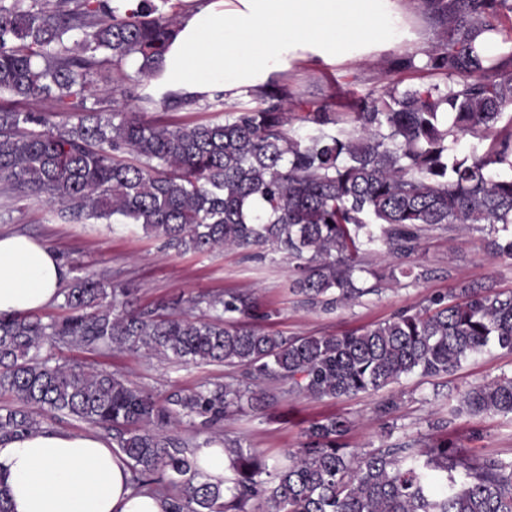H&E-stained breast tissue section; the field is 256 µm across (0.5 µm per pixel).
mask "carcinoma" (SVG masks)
Returning <instances> with one entry per match:
<instances>
[{
  "label": "carcinoma",
  "mask_w": 512,
  "mask_h": 512,
  "mask_svg": "<svg viewBox=\"0 0 512 512\" xmlns=\"http://www.w3.org/2000/svg\"><path fill=\"white\" fill-rule=\"evenodd\" d=\"M188 7L185 0H0V182L34 196L48 221L138 224L180 252L270 248L296 262L292 292L333 311L375 291L363 256L384 247L391 274L431 231H487L512 258V53L486 60L476 40L512 25V0H417L440 33L424 51L438 81L341 104L305 102L288 74L252 95L195 99L146 91ZM112 73V87L99 82ZM112 109H107V99ZM45 102L69 120L56 123ZM302 112L294 125L292 112ZM222 112L221 121L169 123L150 112ZM474 142L466 152L453 144ZM438 296L370 327L329 336L258 330L269 312L252 292L205 300L200 318L161 302L132 308L126 288L85 278L63 289L68 315H0V439L43 430L50 412L107 432L137 492L165 512H512V462L448 446L347 448L353 422L313 423L308 442L269 461L218 433L268 396L238 379L158 403L103 369L51 363L68 343L125 348L181 363L223 364L253 379L293 382L316 398L375 394L403 376L435 377L490 345L512 352V292L486 286ZM472 415L512 414V377L461 397ZM208 433L190 442L170 429ZM224 448L228 475L212 483L193 449Z\"/></svg>",
  "instance_id": "carcinoma-1"
}]
</instances>
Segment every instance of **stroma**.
I'll return each instance as SVG.
<instances>
[{
	"label": "stroma",
	"instance_id": "35a3bbf8",
	"mask_svg": "<svg viewBox=\"0 0 512 512\" xmlns=\"http://www.w3.org/2000/svg\"><path fill=\"white\" fill-rule=\"evenodd\" d=\"M399 54L395 48L344 64L296 67L288 77L307 100L364 95L382 90L392 79L389 61ZM10 234L32 237L54 249L67 280L94 277L109 286L130 288L141 307L177 297H208L227 289L252 291L273 313L262 323V330L289 337L336 335L366 327L467 285L512 291V260L489 254L483 233L458 228L430 233L405 261L413 268V276L397 283L388 279L394 260L386 250L370 253L372 274L366 283L379 285V292L331 313L304 303L291 291L292 263L268 249L259 257L234 249L168 250L158 238L130 224L48 222L42 202L0 189V235ZM50 356L60 364L93 365L123 374L160 401L175 391L187 392L208 381L240 375L239 370L221 364H185L126 349L102 352L60 345ZM504 375L512 376V353L493 347L453 372L405 376L378 394L318 399L292 392L288 381L263 380L259 386L268 394V406L224 421L221 431L241 439L245 446L279 457L303 445L313 422L343 414L356 422L347 443L358 452L444 436L460 452L512 461V414H452L465 390ZM385 400L393 403L386 412L379 408Z\"/></svg>",
	"mask_w": 512,
	"mask_h": 512
}]
</instances>
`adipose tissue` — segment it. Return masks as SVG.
<instances>
[{
    "label": "adipose tissue",
    "instance_id": "obj_1",
    "mask_svg": "<svg viewBox=\"0 0 512 512\" xmlns=\"http://www.w3.org/2000/svg\"><path fill=\"white\" fill-rule=\"evenodd\" d=\"M403 0H193L162 64L159 85L202 98L249 97L294 63L361 60L408 37ZM57 254L25 235H0V313L59 297ZM12 512H164L135 493L124 455L92 433L51 429L0 442Z\"/></svg>",
    "mask_w": 512,
    "mask_h": 512
}]
</instances>
